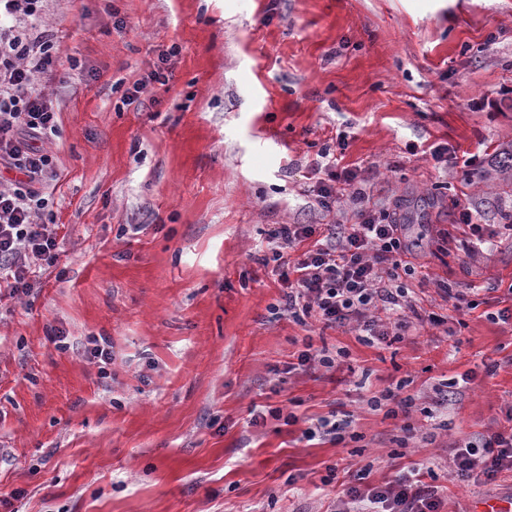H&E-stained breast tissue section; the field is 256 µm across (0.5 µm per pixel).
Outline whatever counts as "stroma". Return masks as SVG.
<instances>
[{"label":"stroma","mask_w":512,"mask_h":512,"mask_svg":"<svg viewBox=\"0 0 512 512\" xmlns=\"http://www.w3.org/2000/svg\"><path fill=\"white\" fill-rule=\"evenodd\" d=\"M45 21L80 67L43 83L62 250L0 298V512H334L332 467L367 485L432 467L440 512L512 499L511 475L446 473L449 448L512 410V235L476 258L438 249L463 209L512 212V173L493 169L512 143V0H51ZM174 44L168 86L123 105ZM444 145L458 166L434 158ZM325 149L404 224L406 285L439 325L367 346L271 314L269 229L351 221L347 197L326 214L307 194ZM442 279L470 309L441 301ZM308 341L348 355L289 370ZM443 379L456 401L428 418ZM401 380L409 414L367 406ZM333 414L352 418L344 441L305 438Z\"/></svg>","instance_id":"stroma-1"}]
</instances>
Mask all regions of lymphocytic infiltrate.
<instances>
[{
	"label": "lymphocytic infiltrate",
	"instance_id": "1",
	"mask_svg": "<svg viewBox=\"0 0 512 512\" xmlns=\"http://www.w3.org/2000/svg\"><path fill=\"white\" fill-rule=\"evenodd\" d=\"M45 0H0V167L15 179L0 184V293L16 296L30 286L31 260L54 266L59 243L51 226L55 215L45 193L58 170L42 148L58 132L55 109L42 81L62 65L52 30L44 24ZM315 200L332 208L341 188H349L354 223L276 224L268 247L284 285L278 313L304 326L351 331L374 344L434 324L404 286L414 268L405 259L402 227L379 220L364 194L355 189L358 174L324 166ZM468 255H484L501 227L484 224L479 212L464 210L459 224ZM311 246L296 258L287 250L303 241ZM512 473V431H494L458 444L448 455V473L461 483L490 484ZM342 512H439L436 486L406 476L378 485L348 483L341 492Z\"/></svg>",
	"mask_w": 512,
	"mask_h": 512
}]
</instances>
